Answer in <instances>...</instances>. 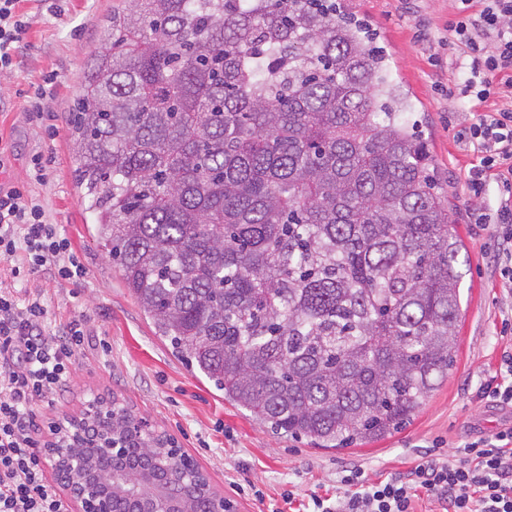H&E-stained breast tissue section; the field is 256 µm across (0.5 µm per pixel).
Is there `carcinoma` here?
<instances>
[{
  "instance_id": "cac0c4a2",
  "label": "carcinoma",
  "mask_w": 512,
  "mask_h": 512,
  "mask_svg": "<svg viewBox=\"0 0 512 512\" xmlns=\"http://www.w3.org/2000/svg\"><path fill=\"white\" fill-rule=\"evenodd\" d=\"M336 0H114L70 124L95 235L155 334L256 421L318 448L409 423L457 357L465 249L419 136ZM129 415L107 422L122 435ZM163 439L114 459L187 512Z\"/></svg>"
}]
</instances>
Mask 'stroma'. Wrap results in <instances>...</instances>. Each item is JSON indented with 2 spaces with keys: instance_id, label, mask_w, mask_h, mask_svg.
<instances>
[{
  "instance_id": "obj_1",
  "label": "stroma",
  "mask_w": 512,
  "mask_h": 512,
  "mask_svg": "<svg viewBox=\"0 0 512 512\" xmlns=\"http://www.w3.org/2000/svg\"><path fill=\"white\" fill-rule=\"evenodd\" d=\"M112 3L63 0L55 14L46 0H21L28 23L22 63L0 72V141L12 147L0 184L36 197L47 222L71 240L87 270L78 284L42 273L16 281L10 261L0 259V285L16 287L22 296L43 295L49 327L88 317L89 343L75 357L66 391L43 407L46 421L81 417L96 398L116 402L192 458L212 489L235 501L237 512H267L268 502L288 491L300 504L314 494L329 497L340 491L338 477L346 468L362 467L374 479L391 477L415 466L433 445L458 455L477 436L512 426V409L475 394L486 371L512 346V334L500 333L503 297L490 263L495 232L473 224L480 201L467 177L478 158L458 138L470 119L469 105L448 94L461 61L448 44L459 0H339L342 12L363 22L383 52L384 71L403 101L399 119L421 131L430 177L448 203L469 261L457 358L447 379L391 437L337 450L271 430L196 378L155 335L118 266L101 252L95 217L74 180L68 120ZM36 158L47 168L40 181L32 170ZM251 484L264 500L248 493Z\"/></svg>"
}]
</instances>
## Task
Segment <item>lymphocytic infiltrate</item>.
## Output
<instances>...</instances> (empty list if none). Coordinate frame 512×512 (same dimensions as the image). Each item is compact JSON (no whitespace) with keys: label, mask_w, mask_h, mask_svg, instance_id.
I'll return each mask as SVG.
<instances>
[{"label":"lymphocytic infiltrate","mask_w":512,"mask_h":512,"mask_svg":"<svg viewBox=\"0 0 512 512\" xmlns=\"http://www.w3.org/2000/svg\"><path fill=\"white\" fill-rule=\"evenodd\" d=\"M448 28L449 44L468 57L469 75L453 91L476 107L459 138L479 158L469 172L474 197L489 182L506 190L496 209L481 213L480 225L495 228L493 262L503 293L512 297V101L482 111L499 81L512 83V0H483ZM19 0H0V70L17 64L26 23ZM0 258L11 261L12 278L42 271L76 282L85 275L70 240L44 219L42 206L13 187L0 186ZM41 296L16 297L0 289V512H69L68 504L46 481L37 405L53 402L69 381L76 354L88 339L86 321L71 320L58 330L45 324ZM480 399L512 405V350L481 382ZM343 495L330 500L311 496L304 512H413L412 502L426 495L440 512H512V427L477 437L463 455H433L405 474L374 480L351 467L341 478Z\"/></svg>","instance_id":"f902f5d3"}]
</instances>
